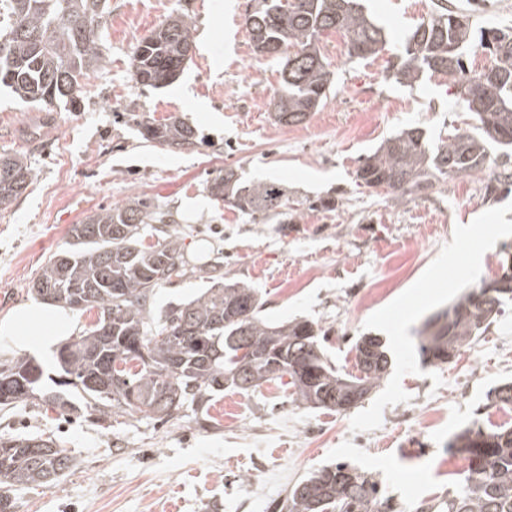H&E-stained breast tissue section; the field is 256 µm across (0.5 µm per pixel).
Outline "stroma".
I'll return each mask as SVG.
<instances>
[{
    "label": "stroma",
    "mask_w": 512,
    "mask_h": 512,
    "mask_svg": "<svg viewBox=\"0 0 512 512\" xmlns=\"http://www.w3.org/2000/svg\"><path fill=\"white\" fill-rule=\"evenodd\" d=\"M474 28H512V0H446ZM439 0H366L386 43L349 60L338 33L321 38L335 83L306 124L275 123L277 63L257 56L244 17L250 0H110L102 25L105 63L87 80L77 112H27L0 92V153H20L33 182L0 211V318L33 302L31 281L84 216L135 193L173 213L183 236L185 276L157 288L154 308L194 299L197 271L220 264L225 278L257 288L273 320L307 318L337 367L354 368L361 335L382 338L392 366L355 407L330 413L295 404L277 381L225 389L159 420L116 413L111 422L78 408L32 402L0 411V435L55 439L72 468L47 487L17 488L15 512H268L314 469L345 462L376 475L405 512L447 499L465 467L448 443L461 428L512 424V409L487 405L512 382V305L451 363L422 364L414 332L464 289L499 272L512 235V192L486 197L500 166L445 180L432 193L394 200L360 185L356 171L381 141L406 126L430 141L466 128L469 117L447 78L406 86L390 79L409 31ZM185 14L205 47L171 85H134L136 42ZM180 117L198 144L179 151L145 142L138 124ZM282 184L290 223L254 218L212 200L220 170ZM468 224L471 239L456 229Z\"/></svg>",
    "instance_id": "35a3bbf8"
}]
</instances>
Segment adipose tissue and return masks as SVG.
Here are the masks:
<instances>
[{"label": "adipose tissue", "instance_id": "obj_1", "mask_svg": "<svg viewBox=\"0 0 512 512\" xmlns=\"http://www.w3.org/2000/svg\"><path fill=\"white\" fill-rule=\"evenodd\" d=\"M75 326L73 315L52 303H29L0 318V339L17 352L47 350Z\"/></svg>", "mask_w": 512, "mask_h": 512}]
</instances>
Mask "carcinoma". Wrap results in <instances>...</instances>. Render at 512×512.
I'll list each match as a JSON object with an SVG mask.
<instances>
[{
	"label": "carcinoma",
	"mask_w": 512,
	"mask_h": 512,
	"mask_svg": "<svg viewBox=\"0 0 512 512\" xmlns=\"http://www.w3.org/2000/svg\"><path fill=\"white\" fill-rule=\"evenodd\" d=\"M109 0H0V88L28 108L76 112L88 77L103 66L102 23ZM254 51L278 62L280 87L272 98L273 117L282 126L307 123L331 91L334 73L320 46L325 32L346 38L351 58L368 59L385 42L383 27L363 12L359 0H256L245 18ZM474 30L467 16L440 7L408 35L392 76L413 84L425 74L446 75L457 87L472 123L431 144L421 128L407 126L366 155L356 180L385 188L401 200L436 188L441 177L476 176L490 150L504 149L512 160V29L483 28L480 44L491 66L467 69L464 49ZM193 23L178 15L140 39L131 62L137 85L160 89L172 84L192 60ZM142 138L172 148L196 144L195 131L176 116L138 123ZM20 154H0V210L9 209L32 183ZM512 186V168L485 185L491 196ZM210 196L248 215L288 216L289 198L277 182L244 178L226 169L208 185ZM176 220L170 211L135 194L124 205L102 208L72 225L68 247L51 254L32 282L31 292L76 311L98 310L97 321L78 339L60 347L51 370L32 359L0 363V411L29 399L58 410L72 408L81 395L102 416L116 408L147 417L170 416L187 400H203L222 389L253 392L289 377L293 402L341 413L353 385L368 393L391 366L385 343L361 336L355 343L359 374L342 372L321 349V329L308 320L274 321L262 315L257 289L208 272L211 286L196 299L156 317L150 301L168 282L166 269L186 274ZM162 224L161 241L146 246L140 225ZM512 303V289L479 284L454 300L433 332L416 330L417 352L425 364L444 351L459 352ZM493 406L512 408V383L487 394ZM488 442L485 462L469 464L458 491L428 507L430 512H512V427L472 424L448 443V451L470 458L477 440ZM71 467L67 452L50 438L0 436V512H14L9 491L48 486ZM394 512L375 477L339 462L294 485L272 512Z\"/></svg>",
	"instance_id": "carcinoma-1"
}]
</instances>
